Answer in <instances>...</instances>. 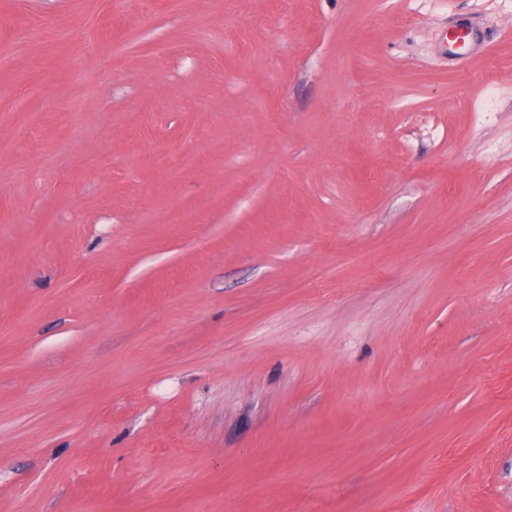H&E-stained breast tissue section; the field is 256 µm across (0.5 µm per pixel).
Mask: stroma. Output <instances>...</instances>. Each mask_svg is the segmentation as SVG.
Listing matches in <instances>:
<instances>
[{
  "label": "stroma",
  "instance_id": "obj_1",
  "mask_svg": "<svg viewBox=\"0 0 512 512\" xmlns=\"http://www.w3.org/2000/svg\"><path fill=\"white\" fill-rule=\"evenodd\" d=\"M170 2L0 0V512H512V0Z\"/></svg>",
  "mask_w": 512,
  "mask_h": 512
}]
</instances>
